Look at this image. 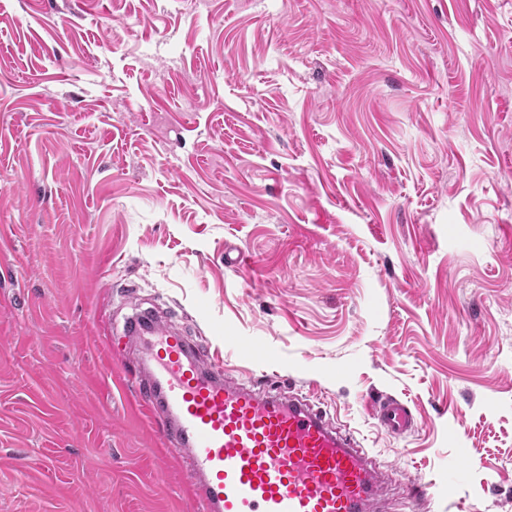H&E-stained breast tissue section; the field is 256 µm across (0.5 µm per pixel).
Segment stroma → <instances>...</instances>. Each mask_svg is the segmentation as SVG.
Returning a JSON list of instances; mask_svg holds the SVG:
<instances>
[{
  "mask_svg": "<svg viewBox=\"0 0 512 512\" xmlns=\"http://www.w3.org/2000/svg\"><path fill=\"white\" fill-rule=\"evenodd\" d=\"M137 308L512 512V0H0V512H191ZM373 417L387 433L401 435L415 424L410 407L392 396H384L371 403Z\"/></svg>",
  "mask_w": 512,
  "mask_h": 512,
  "instance_id": "35a3bbf8",
  "label": "stroma"
}]
</instances>
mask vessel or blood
Masks as SVG:
<instances>
[{"label":"vessel or blood","instance_id":"vessel-or-blood-1","mask_svg":"<svg viewBox=\"0 0 512 512\" xmlns=\"http://www.w3.org/2000/svg\"><path fill=\"white\" fill-rule=\"evenodd\" d=\"M139 355L136 405L161 428L164 455L186 464L198 512H386V476L320 402L230 378L181 330L139 311L122 322ZM387 433L415 423L392 396L372 404Z\"/></svg>","mask_w":512,"mask_h":512}]
</instances>
